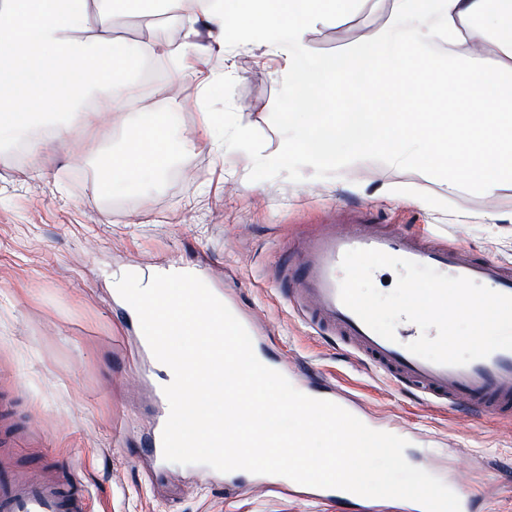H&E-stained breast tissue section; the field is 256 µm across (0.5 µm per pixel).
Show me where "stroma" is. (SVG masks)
Returning <instances> with one entry per match:
<instances>
[{"label": "stroma", "mask_w": 512, "mask_h": 512, "mask_svg": "<svg viewBox=\"0 0 512 512\" xmlns=\"http://www.w3.org/2000/svg\"><path fill=\"white\" fill-rule=\"evenodd\" d=\"M392 2L344 0L337 22L309 32L312 63L364 43L388 23ZM88 24L134 53L183 38L163 0L105 20L93 10ZM203 65L223 72V87L202 95L186 79L137 89V104L107 112L101 134L72 131L21 161L14 149L27 134L0 141V428L19 438L0 456L78 480L86 512H412L383 498L340 507L274 487L268 475L230 480L205 465L153 464L163 373L141 356L116 281L185 269L254 323L259 352L298 391L407 439V462L462 479L476 494L473 512H512V418L429 405L395 386L334 333L311 328L277 280L299 241L360 211L512 268V223L485 220L512 214V188L452 198L443 178L375 155L341 170L281 160L287 56L238 44L191 63ZM144 112L169 113L171 159L161 175L132 182L111 169L108 149ZM390 184L405 196H389Z\"/></svg>", "instance_id": "35a3bbf8"}]
</instances>
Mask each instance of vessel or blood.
Here are the masks:
<instances>
[{"label":"vessel or blood","mask_w":512,"mask_h":512,"mask_svg":"<svg viewBox=\"0 0 512 512\" xmlns=\"http://www.w3.org/2000/svg\"><path fill=\"white\" fill-rule=\"evenodd\" d=\"M374 248L433 267L449 276H466L512 295V269L472 257L462 247L433 244L396 224H371L361 216L343 226L327 225L295 252L301 274L288 290L289 302L316 327L331 328L363 362L382 370L401 386L421 393L429 404L461 406L493 415L512 414V350H497L463 366L439 365L411 354L408 343L418 326L400 323L389 341L368 328L340 300L341 261L351 249ZM81 489L42 473L20 478L10 461L0 460V512H84Z\"/></svg>","instance_id":"1"}]
</instances>
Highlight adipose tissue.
<instances>
[{
    "label": "adipose tissue",
    "instance_id": "adipose-tissue-1",
    "mask_svg": "<svg viewBox=\"0 0 512 512\" xmlns=\"http://www.w3.org/2000/svg\"><path fill=\"white\" fill-rule=\"evenodd\" d=\"M336 17V0H198L176 13L184 40L153 54L184 60L228 43L292 49L286 149L313 166L377 154L396 167L444 176L449 194L512 186V72L485 65L472 45L512 46V0H393L367 46L311 72L307 34ZM129 54L88 27L87 0H0V139L30 123L51 137L98 127L109 102L134 96ZM161 113L142 118L113 163L129 178L169 161Z\"/></svg>",
    "mask_w": 512,
    "mask_h": 512
}]
</instances>
